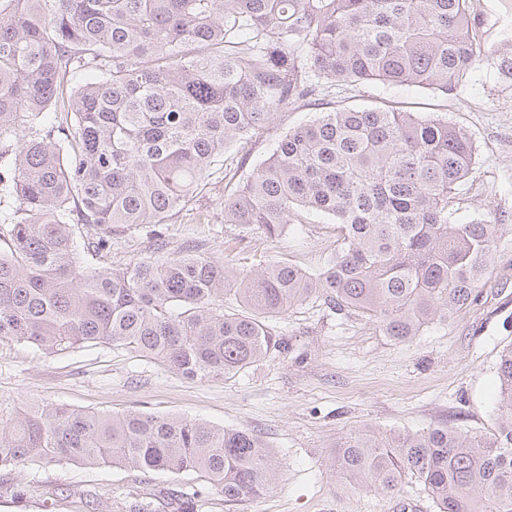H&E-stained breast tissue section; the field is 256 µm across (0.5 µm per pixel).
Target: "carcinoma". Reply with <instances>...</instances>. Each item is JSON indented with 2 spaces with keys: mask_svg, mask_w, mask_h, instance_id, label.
Here are the masks:
<instances>
[{
  "mask_svg": "<svg viewBox=\"0 0 512 512\" xmlns=\"http://www.w3.org/2000/svg\"><path fill=\"white\" fill-rule=\"evenodd\" d=\"M477 42L467 0H0V343L120 346L213 381L288 351L269 319L313 298L398 342L453 318L487 283L504 225L451 222L478 151L445 117L321 112L224 196V223L270 239L303 213L331 218L336 247L318 273L190 253L103 270L81 257L74 225L93 232L87 251L137 227L160 238L224 151L288 105L374 82L446 95ZM73 70L89 79L71 87L64 125L54 107ZM227 295L241 310L224 312ZM496 374L494 432L360 431L338 446L336 472L386 492L413 479L437 512H512V345ZM58 462L195 474L227 502L279 479L247 430L1 401L0 468Z\"/></svg>",
  "mask_w": 512,
  "mask_h": 512,
  "instance_id": "obj_1",
  "label": "carcinoma"
}]
</instances>
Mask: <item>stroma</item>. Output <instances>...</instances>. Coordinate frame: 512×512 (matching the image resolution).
Here are the masks:
<instances>
[{"label": "stroma", "instance_id": "1", "mask_svg": "<svg viewBox=\"0 0 512 512\" xmlns=\"http://www.w3.org/2000/svg\"><path fill=\"white\" fill-rule=\"evenodd\" d=\"M382 99L421 116L448 117L465 126L478 147V163L451 207L453 223L485 219L504 227L477 301L406 342L393 341L377 324L308 301L276 320L288 341L286 353L225 382L191 381L109 345L48 355L31 345L0 344V399H38L106 414L142 409L246 429L272 445L283 473L265 495L229 503L202 493L193 475L31 464L0 470V512H128L133 499L148 512H167L158 497L163 489L199 492L195 512H392L399 499L436 512L414 482L397 492L350 484L336 473L334 452L366 428L416 433L446 423L488 434L497 426L496 363L512 345V78L488 83L475 66L461 88L443 97L412 85H367L327 103L366 107ZM318 112L302 101L290 105L252 142L228 149L205 189L165 225L163 249L137 228L114 240L97 266L196 253L233 268L264 257L321 270L336 243L334 225L314 217L269 239L224 221L225 188L266 158L280 134Z\"/></svg>", "mask_w": 512, "mask_h": 512}]
</instances>
